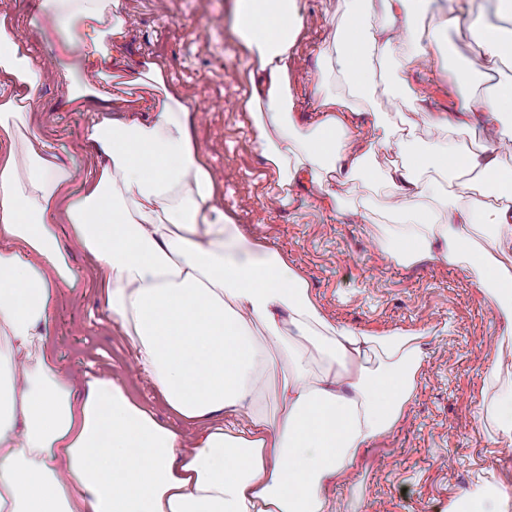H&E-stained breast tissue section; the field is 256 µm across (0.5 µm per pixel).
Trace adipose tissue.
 I'll return each instance as SVG.
<instances>
[{
    "label": "adipose tissue",
    "instance_id": "obj_1",
    "mask_svg": "<svg viewBox=\"0 0 512 512\" xmlns=\"http://www.w3.org/2000/svg\"><path fill=\"white\" fill-rule=\"evenodd\" d=\"M313 122L292 117L289 63L301 0H238L235 31L264 77L253 125L276 173L281 206L298 179L325 207L342 200L331 177L368 178L379 148L396 159L380 248L406 263L433 260L470 271L512 335V81L484 70L452 74L458 119L429 114L445 138L421 145L406 112L418 97L388 83L372 63L400 72L430 48L412 22L427 0H343ZM480 56L512 61V29L481 15L449 14ZM30 25L63 77V106L89 100L116 111L84 138L101 163L60 161L32 120L45 71L0 15V369L11 401L0 416V512H332L326 494L365 448L395 430L415 393L425 334H374L330 324L307 279L283 255L247 240L213 203L215 184L193 136L194 115L158 59L128 68V20L119 0H40ZM382 90L395 115L375 112L366 129L356 106ZM447 223H440L439 213ZM97 261L105 306L128 336L137 364L168 406L194 424L191 440L158 423L111 377L74 379L49 353L59 289L86 277L60 244ZM484 420L493 443L512 446V348L486 370ZM276 387L280 406L261 410ZM448 512H512V494L479 477Z\"/></svg>",
    "mask_w": 512,
    "mask_h": 512
}]
</instances>
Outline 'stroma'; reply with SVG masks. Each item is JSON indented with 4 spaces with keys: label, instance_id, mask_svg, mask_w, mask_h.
<instances>
[{
    "label": "stroma",
    "instance_id": "obj_1",
    "mask_svg": "<svg viewBox=\"0 0 512 512\" xmlns=\"http://www.w3.org/2000/svg\"><path fill=\"white\" fill-rule=\"evenodd\" d=\"M36 0H0V14L15 20L33 57L50 65L51 54L28 28ZM130 19L124 46L130 64L152 58L168 64V80L184 93L197 118L196 143L216 185L215 203L249 239L287 257L307 278L311 293L331 323L360 330H424L423 367L414 399L395 431L358 458L349 478L328 495L340 512H448L476 474L491 472L512 492V447L492 443L482 418L483 370L497 355L501 331L492 307L473 276L433 261L400 264L378 247L381 209L388 188L330 182L341 194L344 212L324 208L309 185L296 188L289 207L272 193L273 174L256 142L247 102L257 63L234 29L235 0H120ZM302 28L290 63V95L298 120L312 117L323 86L321 47L333 42L342 0H301ZM414 35L434 42L447 70L435 58L401 74L387 61L377 69L384 80L406 81L427 110H451L454 86L448 70L482 66L475 44L455 27L433 33L430 16H419ZM65 87L53 78L38 93L35 121L46 140L83 169L97 156L83 136L101 114L61 108ZM74 266L88 286L60 289L49 341L61 366L74 376L94 370L121 382L132 400L177 432L191 425L177 417L157 388L137 371L135 352L118 326L107 319L96 262L72 249Z\"/></svg>",
    "mask_w": 512,
    "mask_h": 512
}]
</instances>
